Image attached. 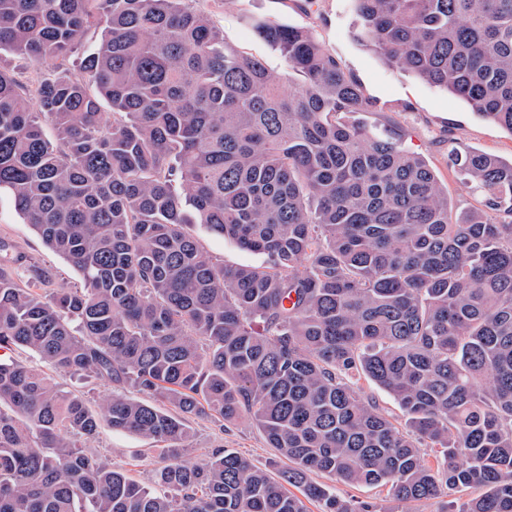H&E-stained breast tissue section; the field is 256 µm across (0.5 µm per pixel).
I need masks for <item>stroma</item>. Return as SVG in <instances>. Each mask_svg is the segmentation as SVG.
<instances>
[{"label":"stroma","instance_id":"obj_1","mask_svg":"<svg viewBox=\"0 0 512 512\" xmlns=\"http://www.w3.org/2000/svg\"><path fill=\"white\" fill-rule=\"evenodd\" d=\"M197 7L223 30L227 42L249 56L261 59L269 70L282 72L280 55L255 37L247 21L252 16L270 17L297 26L314 27L323 44L354 75L364 94L377 100L376 112L352 114L353 122L377 136H394L410 154L423 158L448 188L452 214L477 210L484 196L463 180L449 161L451 151L470 150L512 159V132L473 112L458 97L436 90L413 74L387 66L381 56L357 36L350 0H197ZM200 246L226 266L262 265L266 258L242 249L234 240L211 233L198 224L188 227ZM0 238L12 242L36 264L50 271L58 286L77 287L81 277L64 258L44 245L29 224L15 211L7 192H0ZM189 439L184 454L198 461L211 449L227 448L265 467L275 458L262 432L246 423L220 425L208 417L188 421ZM89 453L112 467L147 482L160 459L155 443L133 434L101 427L88 441ZM337 495L351 503L371 502L387 512H444L449 502L466 500V493L421 501H393L387 488L336 484Z\"/></svg>","mask_w":512,"mask_h":512}]
</instances>
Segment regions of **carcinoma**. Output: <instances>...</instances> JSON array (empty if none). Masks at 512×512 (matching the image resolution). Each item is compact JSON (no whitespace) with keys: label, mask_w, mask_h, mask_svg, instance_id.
Segmentation results:
<instances>
[{"label":"carcinoma","mask_w":512,"mask_h":512,"mask_svg":"<svg viewBox=\"0 0 512 512\" xmlns=\"http://www.w3.org/2000/svg\"><path fill=\"white\" fill-rule=\"evenodd\" d=\"M195 2L0 0V51L61 61L36 110L0 70V191L82 279L44 294L0 240V349L110 388L93 409L0 361V512H382L316 473L398 502L480 487L457 512H512V161L455 155L486 209L451 218L424 159L342 120L378 104L315 29L251 21L274 73ZM352 3L389 67L512 132V0ZM188 224L268 263L228 267ZM193 416L259 428L278 476L184 459ZM102 424L164 444L153 487L86 452ZM358 387L360 388V394L375 401L383 413L394 417L401 415L397 404L387 392L380 390L372 383H368L363 379L359 381Z\"/></svg>","instance_id":"carcinoma-1"}]
</instances>
